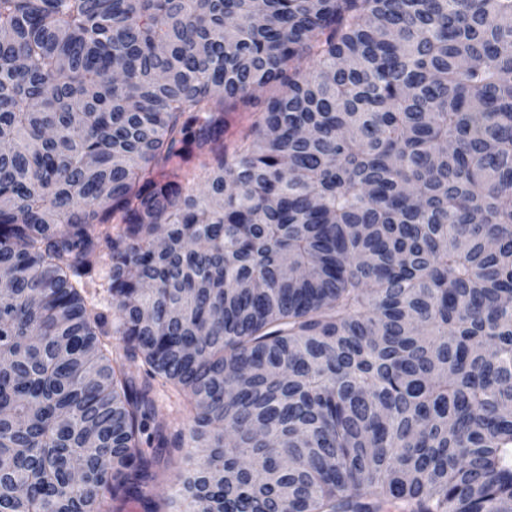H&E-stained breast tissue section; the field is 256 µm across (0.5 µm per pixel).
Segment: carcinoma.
Wrapping results in <instances>:
<instances>
[{"instance_id": "1", "label": "carcinoma", "mask_w": 512, "mask_h": 512, "mask_svg": "<svg viewBox=\"0 0 512 512\" xmlns=\"http://www.w3.org/2000/svg\"><path fill=\"white\" fill-rule=\"evenodd\" d=\"M0 273V512H512V0H0ZM108 266L100 267L96 279L86 288L89 301L98 304L100 307L112 312V306L109 304L110 297L106 290L107 287Z\"/></svg>"}]
</instances>
